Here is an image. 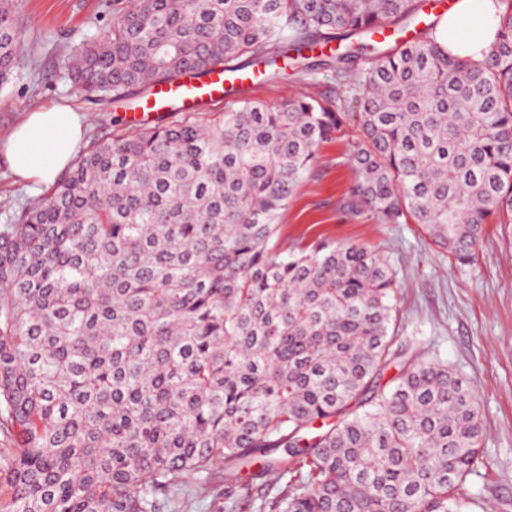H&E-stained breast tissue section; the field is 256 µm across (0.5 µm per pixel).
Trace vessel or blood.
I'll return each mask as SVG.
<instances>
[{
  "label": "vessel or blood",
  "mask_w": 512,
  "mask_h": 512,
  "mask_svg": "<svg viewBox=\"0 0 512 512\" xmlns=\"http://www.w3.org/2000/svg\"><path fill=\"white\" fill-rule=\"evenodd\" d=\"M250 80V75L221 68L205 77H185L172 84L156 86L152 95L141 103L140 112L145 117L164 111L195 112L202 104L228 100L230 88H244Z\"/></svg>",
  "instance_id": "1"
}]
</instances>
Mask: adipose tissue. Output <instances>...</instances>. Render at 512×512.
<instances>
[{
  "label": "adipose tissue",
  "instance_id": "ef3b65f1",
  "mask_svg": "<svg viewBox=\"0 0 512 512\" xmlns=\"http://www.w3.org/2000/svg\"><path fill=\"white\" fill-rule=\"evenodd\" d=\"M501 0H454L435 27V39L452 54L483 59L495 41ZM84 136L80 113L65 105L29 112L10 134L5 157L18 181L51 185L66 169Z\"/></svg>",
  "mask_w": 512,
  "mask_h": 512
}]
</instances>
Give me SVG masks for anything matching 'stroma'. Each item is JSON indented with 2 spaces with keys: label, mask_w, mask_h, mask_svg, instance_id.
<instances>
[{
  "label": "stroma",
  "mask_w": 512,
  "mask_h": 512,
  "mask_svg": "<svg viewBox=\"0 0 512 512\" xmlns=\"http://www.w3.org/2000/svg\"><path fill=\"white\" fill-rule=\"evenodd\" d=\"M120 7V0H16L22 51L12 80L0 88V142L26 112L63 99L85 116L83 148L129 131L113 118L133 112L135 102L94 101L67 73L73 52L107 31ZM328 91L289 68L277 81L255 82L237 100L279 107ZM352 141L340 136L320 146L276 219V245L298 252L325 241L355 243L385 257L397 282V340L448 364L478 395L486 464L465 483L471 512H512V224L486 225L474 260L460 264L420 225L384 224L367 209L350 213Z\"/></svg>",
  "instance_id": "stroma-1"
}]
</instances>
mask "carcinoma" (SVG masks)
Returning <instances> with one entry per match:
<instances>
[{"mask_svg":"<svg viewBox=\"0 0 512 512\" xmlns=\"http://www.w3.org/2000/svg\"><path fill=\"white\" fill-rule=\"evenodd\" d=\"M504 3L473 62L433 21L386 41L426 0H127L72 61L98 101L290 51L333 95L115 135L0 224V431L16 445L0 512H182L220 473L224 512H469L476 393L397 343L379 255L284 256L275 220L352 120L351 213L419 224L460 264L485 225L512 224ZM17 44L0 0L1 84Z\"/></svg>","mask_w":512,"mask_h":512,"instance_id":"obj_1","label":"carcinoma"}]
</instances>
